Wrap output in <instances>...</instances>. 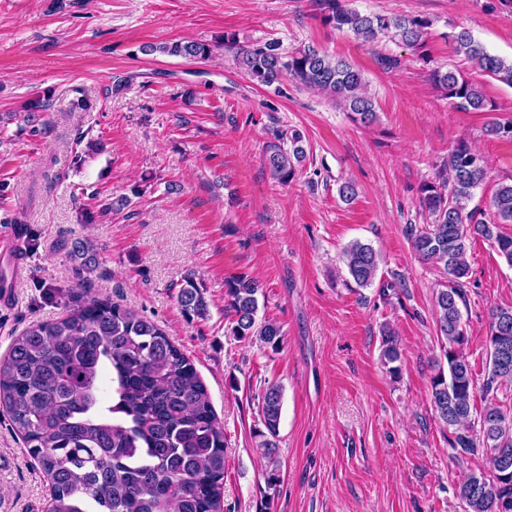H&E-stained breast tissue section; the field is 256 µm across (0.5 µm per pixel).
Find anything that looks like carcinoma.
<instances>
[{"mask_svg": "<svg viewBox=\"0 0 512 512\" xmlns=\"http://www.w3.org/2000/svg\"><path fill=\"white\" fill-rule=\"evenodd\" d=\"M321 22L346 30L365 43L382 38L419 48L428 19L416 15L361 13L341 0H313ZM456 52L475 67L512 86V59L489 53L470 31L450 35ZM212 43L183 40L151 46L150 52L189 60L212 54ZM224 48L249 78L269 86L287 75L299 85L320 89L339 99L354 120L370 125L377 119L373 100L363 90L362 73L344 59L314 47L281 51L274 40L255 46L239 44L224 34ZM433 80L446 97L464 109L490 111L481 91L451 70L437 69ZM48 100L36 96L23 107V121L34 135L42 133ZM289 140L290 149L283 148ZM302 136L278 133L267 145L265 161L272 177L288 183L305 150ZM448 192L426 183L420 206L431 222L411 224L407 234L414 252L443 270L447 283L434 298L447 371L430 380V400L438 419L450 430L448 444L462 454L482 452L488 471L471 473L461 488L466 512H512V416L497 401L512 384V308L491 313L486 337L487 377L477 385L465 351L468 345L461 306L469 272L467 240L477 234L488 240L512 266V236L494 231L512 224V184L495 192V221L468 209L485 176V159L460 140L444 165ZM59 248L77 263L76 275L90 273L97 263L87 240H64ZM348 274L359 288L371 286L380 255L354 241L343 250ZM262 285L246 276L224 281L225 309L232 335L276 351L281 326L257 320ZM65 317L26 329L15 338L0 362V410L20 434L27 453L52 479L49 512H223L224 426L193 362L150 318L93 294L86 287L66 290ZM177 300L189 319H204L209 304L195 272L181 279ZM382 357L391 374L400 371L401 352L391 332H384ZM484 405L473 416L476 393ZM283 394L268 386L260 410L263 428L257 448L268 462V486L280 482L277 460Z\"/></svg>", "mask_w": 512, "mask_h": 512, "instance_id": "cac0c4a2", "label": "carcinoma"}]
</instances>
